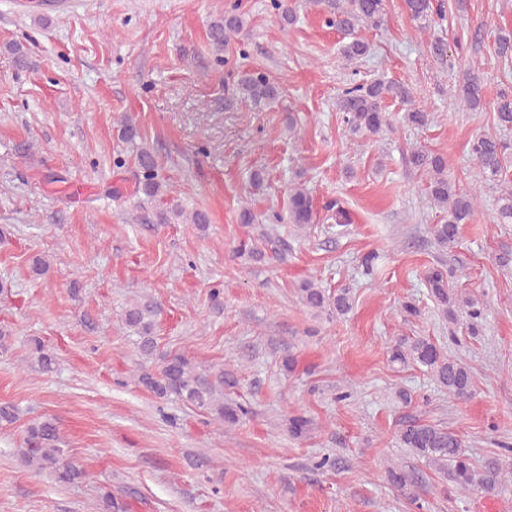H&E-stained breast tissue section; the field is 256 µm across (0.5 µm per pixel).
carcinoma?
<instances>
[{
  "mask_svg": "<svg viewBox=\"0 0 512 512\" xmlns=\"http://www.w3.org/2000/svg\"><path fill=\"white\" fill-rule=\"evenodd\" d=\"M324 5L327 25L347 35L359 23L374 28L381 26L385 15V0H311ZM410 18L420 29L428 28L433 21L445 15V0H404ZM270 7L283 24L295 21L293 8L288 0H270ZM246 13L237 0L224 16L208 25V43L216 54L224 52L230 40L246 30ZM495 54L498 59L512 61V34L500 33L495 37ZM366 43L355 38L344 44L341 54L346 59L365 55ZM236 93L256 107L278 102L282 98L280 86L260 70H245L237 75ZM462 107L470 112H480L484 107L483 87L475 68L470 67L462 77L459 90ZM394 99L407 106L406 119L417 126L429 122V113L414 107L413 92L400 84L382 78L371 81H351L337 94L336 107L343 113L344 121L355 134L377 136L390 124L389 113L384 108L387 99ZM496 118L500 125L512 126V94L501 93L496 103ZM121 139L136 146V159L141 171L139 190L151 201L162 205L156 213L160 224H195L202 231L209 224L208 215L202 210L186 211L175 201L167 202V182L158 177V163L153 150L142 144L138 126L125 118L120 125ZM508 146L502 140L487 134H478L469 142V154L475 161L478 173L485 182H502L509 177ZM407 162L427 176V197L431 204L444 213L442 222L432 225V235L443 251L459 244L461 225L469 223L476 212L478 195L461 193L456 189L448 172V158L424 148L410 152ZM496 223L512 224V190L502 193L496 204ZM289 223L303 228L313 222V199L306 189L295 186L288 194ZM452 272L441 267H430L424 273V284L434 307L448 320L458 322L459 315L469 319L471 333L478 331L483 318V307L478 299L450 284ZM300 302L318 313L331 312L344 316L353 307L352 289L341 288L330 294L318 281L306 279L297 289ZM161 309L154 301L144 299L128 304L123 313V323L143 362L153 364L141 367L138 382L160 398L174 396L183 402L206 410L215 419L236 424L248 414L243 406L224 402V384L231 383V373L219 369L207 378L196 371L192 362L182 354L159 351L156 326ZM30 365L44 373L52 372L56 356L38 337L29 341ZM391 362L403 366L425 369L442 391L456 399L472 395L473 371L464 361L444 354L424 336L401 338L390 348ZM312 430L311 420L301 414L288 418V432L304 437ZM401 447L439 474L443 480L463 494L494 495L505 482L512 479V459L504 454L492 453L474 460L462 450L459 435L440 424L408 421L398 432ZM21 458L40 472H45L60 485H70L85 476V472L70 459L60 427L55 418L45 416L33 421L26 428L24 446L19 449ZM391 484L404 490L414 486L413 476L399 468L387 470Z\"/></svg>",
  "mask_w": 512,
  "mask_h": 512,
  "instance_id": "cac0c4a2",
  "label": "carcinoma"
}]
</instances>
